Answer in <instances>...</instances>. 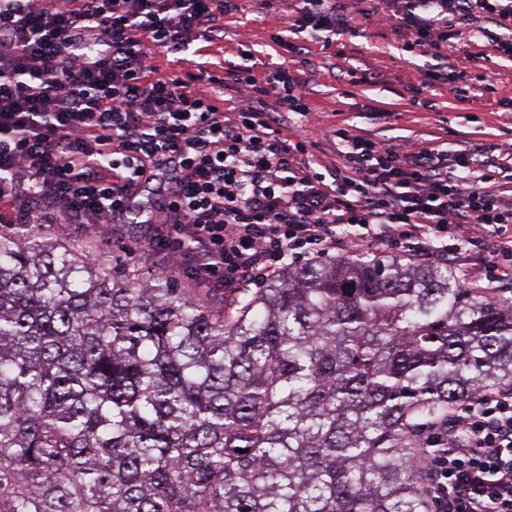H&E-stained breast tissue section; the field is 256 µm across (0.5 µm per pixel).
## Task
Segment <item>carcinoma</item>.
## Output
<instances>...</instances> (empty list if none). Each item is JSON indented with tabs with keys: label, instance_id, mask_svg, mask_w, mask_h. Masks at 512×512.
Wrapping results in <instances>:
<instances>
[{
	"label": "carcinoma",
	"instance_id": "carcinoma-1",
	"mask_svg": "<svg viewBox=\"0 0 512 512\" xmlns=\"http://www.w3.org/2000/svg\"><path fill=\"white\" fill-rule=\"evenodd\" d=\"M512 383V305L358 254L190 297L0 232V512H430L421 440Z\"/></svg>",
	"mask_w": 512,
	"mask_h": 512
}]
</instances>
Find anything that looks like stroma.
Returning a JSON list of instances; mask_svg holds the SVG:
<instances>
[{"instance_id":"stroma-1","label":"stroma","mask_w":512,"mask_h":512,"mask_svg":"<svg viewBox=\"0 0 512 512\" xmlns=\"http://www.w3.org/2000/svg\"><path fill=\"white\" fill-rule=\"evenodd\" d=\"M391 7L381 4L366 37H345V57L322 51L316 39H299L288 31L285 9H262L259 0H239L224 16V31L202 42L200 59L209 70L238 62L240 49L254 56L255 72L270 83H294L311 108L308 116L289 112L277 96L264 98L274 127L283 138L305 139L313 167L339 165L333 131L352 126L354 133L417 152L440 147L473 148L497 145L499 162L512 170V55L488 54L483 40L471 42V60L453 68L459 55L449 47L435 59L419 55L408 37L395 34ZM468 86L467 99L457 87ZM422 100L414 102L413 89ZM43 232L76 242L86 253L108 251L112 260L134 267L140 276L175 266L174 257L150 255L147 225L127 222L112 227L109 240L94 224H46Z\"/></svg>"}]
</instances>
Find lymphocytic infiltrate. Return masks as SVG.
I'll return each instance as SVG.
<instances>
[{"mask_svg": "<svg viewBox=\"0 0 512 512\" xmlns=\"http://www.w3.org/2000/svg\"><path fill=\"white\" fill-rule=\"evenodd\" d=\"M301 2L291 33L322 34L339 56L343 35L373 16L346 0ZM393 2L398 31L431 57L466 32L501 50L489 28L512 18V0ZM230 9L229 0H0V228L141 219L151 250L231 290L367 240L435 259L494 235L500 262L485 280L512 272V201L485 188L503 174L493 145L409 153L340 126L344 165L328 178L305 162L304 142L282 138L253 106L270 89L252 65L160 72L157 54L187 52ZM203 80L233 82L250 101L225 118ZM154 182L157 197L143 205ZM420 453L432 512H512V385L452 406Z\"/></svg>", "mask_w": 512, "mask_h": 512, "instance_id": "1", "label": "lymphocytic infiltrate"}]
</instances>
